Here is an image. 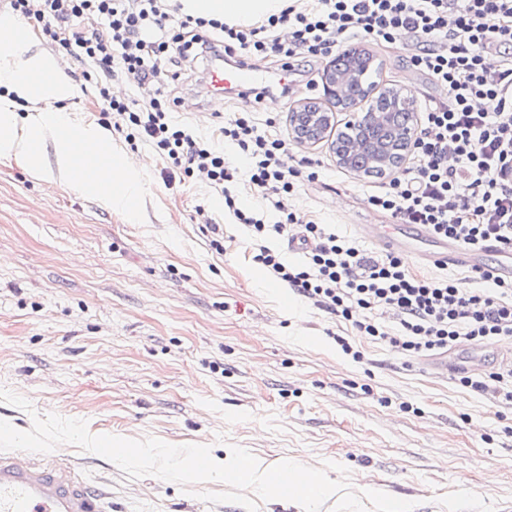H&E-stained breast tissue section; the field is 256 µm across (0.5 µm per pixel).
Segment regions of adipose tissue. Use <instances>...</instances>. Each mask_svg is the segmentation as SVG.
I'll use <instances>...</instances> for the list:
<instances>
[{
	"label": "adipose tissue",
	"mask_w": 512,
	"mask_h": 512,
	"mask_svg": "<svg viewBox=\"0 0 512 512\" xmlns=\"http://www.w3.org/2000/svg\"><path fill=\"white\" fill-rule=\"evenodd\" d=\"M185 13L230 23L248 24L280 13L288 0H181ZM11 14L0 15V157L16 160L28 171L58 186L94 197L99 205L132 224L146 218V194L139 168L127 153L112 148L107 127L77 121L66 103L75 87L54 54L28 52L6 36L18 27ZM47 71L50 84L39 87L28 75ZM111 153L109 168L88 175L78 153Z\"/></svg>",
	"instance_id": "1"
}]
</instances>
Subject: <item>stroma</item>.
Here are the masks:
<instances>
[{"instance_id":"1","label":"stroma","mask_w":512,"mask_h":512,"mask_svg":"<svg viewBox=\"0 0 512 512\" xmlns=\"http://www.w3.org/2000/svg\"><path fill=\"white\" fill-rule=\"evenodd\" d=\"M382 66L380 87L408 91L415 103L441 90L409 63L404 47L366 44ZM76 86V120L98 122L99 78L66 59ZM327 60L297 59L279 105L237 95L198 97L196 76L177 88L176 120L216 134V112L276 117L315 100L333 108L336 130L348 112L324 92ZM152 203L148 221L128 223L87 196L0 159V387L40 414L85 420L94 435L173 445L229 444L276 463L344 465L350 483L414 502V512H498L512 501V406L463 389L435 362L359 336L350 323L273 284L240 228L204 181H168L147 145L134 151ZM308 157L319 176L303 181L290 205L299 223L315 221L378 251L361 227L374 213L377 180L337 164L331 140L291 142L287 162ZM224 227L215 253L204 227ZM349 339L362 361L345 355ZM512 342L460 345V364L491 371ZM112 512H245L207 503L173 482L127 478L112 462L61 445ZM487 486L486 495L468 492Z\"/></svg>"}]
</instances>
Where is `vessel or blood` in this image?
I'll return each mask as SVG.
<instances>
[{
	"label": "vessel or blood",
	"mask_w": 512,
	"mask_h": 512,
	"mask_svg": "<svg viewBox=\"0 0 512 512\" xmlns=\"http://www.w3.org/2000/svg\"><path fill=\"white\" fill-rule=\"evenodd\" d=\"M264 80L248 77L243 69L208 68L206 88L210 95L235 89L250 96L267 90ZM376 240L390 251L412 248V241L394 224H377ZM422 263L447 268L488 271L493 277L512 279V253H497L493 265H486L482 253L463 249L447 240H436L418 251ZM0 512H108L105 496L96 491L66 462L34 461L16 452L0 453Z\"/></svg>",
	"instance_id": "obj_1"
}]
</instances>
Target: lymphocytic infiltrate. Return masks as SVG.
<instances>
[{
    "label": "lymphocytic infiltrate",
    "mask_w": 512,
    "mask_h": 512,
    "mask_svg": "<svg viewBox=\"0 0 512 512\" xmlns=\"http://www.w3.org/2000/svg\"><path fill=\"white\" fill-rule=\"evenodd\" d=\"M66 55L90 64L105 80L153 85L148 99H117L101 90V119L113 122L130 147L149 144L169 174L202 178L247 232L253 259L271 278L315 306L350 322L361 335L397 352L445 353L462 343L512 337V280L471 274L470 287L451 275L412 273L399 254L378 256L355 239L310 221L296 225L288 207L300 178L315 179L309 161L288 168V142L274 119L253 113L220 117V135L234 159L174 122L181 100L172 93L188 64L222 55L236 62L306 55L330 57L360 40L414 42L410 62L443 90L420 114L405 172L367 202L401 224L427 226L432 235L473 251L495 244L512 252V0H317L288 6L260 26L179 16L178 0H7ZM95 15L101 28L83 27ZM503 52L498 68L488 54ZM495 101L485 111L483 100ZM246 172L275 222L242 206L233 188ZM298 236L305 259L289 262L273 237ZM392 314L389 332L379 315Z\"/></svg>",
    "instance_id": "lymphocytic-infiltrate-1"
}]
</instances>
